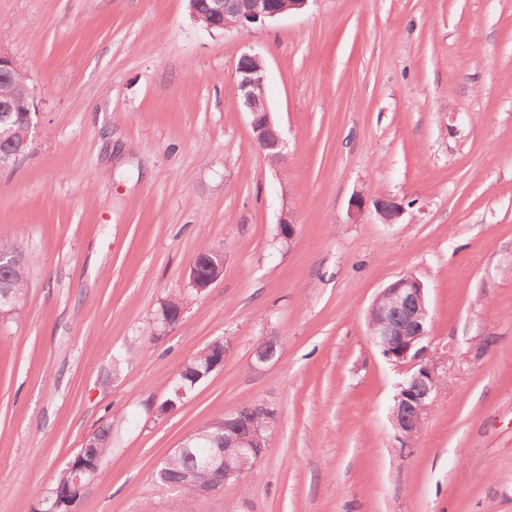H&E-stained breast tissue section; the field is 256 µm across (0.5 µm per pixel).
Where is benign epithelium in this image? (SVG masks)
I'll list each match as a JSON object with an SVG mask.
<instances>
[{"label": "benign epithelium", "instance_id": "1", "mask_svg": "<svg viewBox=\"0 0 512 512\" xmlns=\"http://www.w3.org/2000/svg\"><path fill=\"white\" fill-rule=\"evenodd\" d=\"M310 0H188L195 21H204L210 33L227 29L249 30L256 24L277 20L291 12L304 9ZM236 88L243 110L249 117L253 141L271 159L282 158L284 140L275 123L265 94V68L257 54H241L234 68ZM26 100L23 119L28 131H33L38 106L30 88H23ZM378 213L391 222L401 212L402 204L394 199L375 202ZM370 340L389 363L406 369L408 376L398 385L391 408L390 422L407 447L409 440L421 428L423 416L437 393L436 367L429 356L425 341L432 321L426 306L423 283L406 274L378 293L370 308ZM240 410L224 415V440L240 453L259 462L265 452L266 439H246L240 425ZM204 466L221 472L222 478L202 488L201 496L214 495L224 485L242 478L227 458L218 454L206 460Z\"/></svg>", "mask_w": 512, "mask_h": 512}]
</instances>
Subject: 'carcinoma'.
I'll use <instances>...</instances> for the list:
<instances>
[{
	"instance_id": "1",
	"label": "carcinoma",
	"mask_w": 512,
	"mask_h": 512,
	"mask_svg": "<svg viewBox=\"0 0 512 512\" xmlns=\"http://www.w3.org/2000/svg\"><path fill=\"white\" fill-rule=\"evenodd\" d=\"M26 81V73L21 63H16V70L10 75L0 77V93L5 94L17 91L19 83ZM192 265L197 267L201 275L218 278L222 274L220 261L217 253L209 247H202L196 255ZM0 290L10 293L22 300L27 295V268L18 266L6 268L0 266ZM181 305L178 299L171 298L163 303L160 321L164 325H175L179 322ZM224 353V340L216 339L203 347L190 358L183 361L177 377L175 386L168 398L157 405L155 416L163 417L173 411L181 398L177 391L184 393L191 392L203 377L211 374L213 360ZM271 413L257 414L249 417L244 422V428L250 429L253 433L262 436L267 435ZM195 435L205 437L209 440L207 446L202 448H189L179 452L171 453L156 469L153 482L163 489H171L173 484H178V495L194 498L197 490L210 483L216 475L198 466L202 455L208 452H217L224 449V454L236 458V449L224 447V417L208 419L200 424ZM93 447V456L105 460L112 451V428L102 427L89 439ZM81 498L74 487V472L67 467L60 469L51 484L45 490L38 503L35 512H48L57 507L59 512H74L75 505Z\"/></svg>"
}]
</instances>
